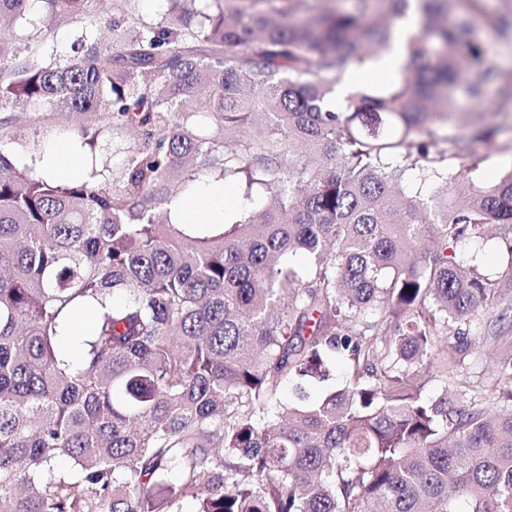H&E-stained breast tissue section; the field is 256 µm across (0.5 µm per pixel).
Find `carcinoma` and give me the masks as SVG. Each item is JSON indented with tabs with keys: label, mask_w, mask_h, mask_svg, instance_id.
Here are the masks:
<instances>
[{
	"label": "carcinoma",
	"mask_w": 512,
	"mask_h": 512,
	"mask_svg": "<svg viewBox=\"0 0 512 512\" xmlns=\"http://www.w3.org/2000/svg\"><path fill=\"white\" fill-rule=\"evenodd\" d=\"M411 1L399 77L335 107ZM38 2L0 0V112H107L147 144L112 191L107 162L57 183L0 151V512H512V169L448 170L492 138L456 133L450 91L512 112V77L455 0H167L132 25L126 0ZM58 17L84 21L65 59L37 30ZM202 171L245 183L240 219L170 221V178ZM492 232L497 279L447 253ZM338 358L350 382L308 400Z\"/></svg>",
	"instance_id": "1"
}]
</instances>
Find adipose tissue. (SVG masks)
Returning a JSON list of instances; mask_svg holds the SVG:
<instances>
[{"instance_id": "adipose-tissue-1", "label": "adipose tissue", "mask_w": 512, "mask_h": 512, "mask_svg": "<svg viewBox=\"0 0 512 512\" xmlns=\"http://www.w3.org/2000/svg\"><path fill=\"white\" fill-rule=\"evenodd\" d=\"M404 63L401 46H394L372 60L364 71H349L336 87V104L344 106L347 98L364 83L377 76L398 74ZM39 173L58 180L84 177L88 174L86 158L79 144L71 139L51 140L36 161ZM231 200L223 182L202 178L187 192L177 195L170 203L172 216L178 224H220L224 208Z\"/></svg>"}]
</instances>
